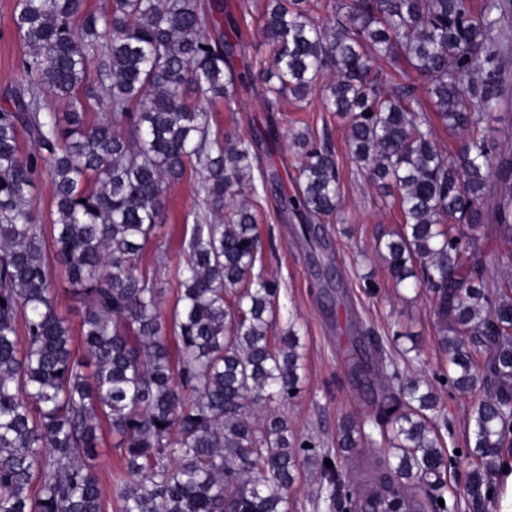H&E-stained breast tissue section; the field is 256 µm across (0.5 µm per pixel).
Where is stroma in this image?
Returning <instances> with one entry per match:
<instances>
[{
	"mask_svg": "<svg viewBox=\"0 0 512 512\" xmlns=\"http://www.w3.org/2000/svg\"><path fill=\"white\" fill-rule=\"evenodd\" d=\"M265 0H224V13L234 19L225 25L228 35L243 31L247 60L255 66L270 63L272 45L261 33ZM15 0H0V106L6 105L8 88L16 77V65L24 48L14 27ZM263 84L211 108V132L235 141L265 132L277 122L275 146L264 155L263 164L278 170L283 183L294 187L301 163L291 145L292 131L309 128L335 151L344 186L337 220L324 225L323 241L304 239L294 215H278V196L262 193L264 243L263 273L279 284V326L296 320L304 355L300 392L288 403H260L255 416L270 412L284 416L293 434L312 438L324 447L336 446L343 421L369 419L374 404L388 391L387 383L373 378L359 381L358 366L374 368V356L356 354L352 339L370 337L384 347L394 360H401L409 348L419 356L404 367L412 375H432L442 369L446 353L438 345L439 321L428 293H414L397 287L388 276L378 245L398 229L403 216L397 204V190L385 187L358 172L348 155V123L326 112L319 99L306 108L285 103L281 111H262L259 102ZM199 176L187 173L172 186L165 201L164 218L146 246V254L164 249L172 264L184 257L193 216L200 204ZM474 237L490 277L512 280V267L493 262L495 254L512 251V240L496 224L475 229ZM473 396L443 392L441 406L448 417L444 435L446 449L465 447L469 439V415Z\"/></svg>",
	"mask_w": 512,
	"mask_h": 512,
	"instance_id": "35a3bbf8",
	"label": "stroma"
}]
</instances>
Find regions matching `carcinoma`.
Here are the masks:
<instances>
[{
	"label": "carcinoma",
	"mask_w": 512,
	"mask_h": 512,
	"mask_svg": "<svg viewBox=\"0 0 512 512\" xmlns=\"http://www.w3.org/2000/svg\"><path fill=\"white\" fill-rule=\"evenodd\" d=\"M511 9L512 0H482L477 10L472 0H350L319 21L312 0H268L262 15L274 49L261 73L264 110L317 94L348 119L357 168L398 191L403 224L384 243L387 271L397 286L428 290L448 352V370L429 380L376 347L392 384L370 418L378 432L349 422L338 445L352 454L381 443L393 462L379 480L354 483L321 444L289 434L283 416L259 423L249 410L295 398L302 354L296 324L277 329V282L256 270L257 210L223 216L228 197L255 196L257 183L277 178L259 166L257 139L226 144L211 134L209 105L248 90L253 77L234 68L247 44L224 35L223 4L104 0L90 12L85 0H15L28 51L0 107V512H107L97 451L107 432L123 463L111 485L115 512H289L305 465L336 512L388 493L410 512H454L438 503L461 460L445 451L436 384L483 388L463 495L490 508L491 475L512 445V281L486 279L461 226L491 219L512 238V152L490 127ZM381 62L413 73L425 95L387 85ZM328 71L334 80L320 83ZM101 100L108 112L88 122ZM432 112L467 132L456 152L439 149ZM291 142L302 162L282 205L303 222L328 223L343 194L336 156L307 129ZM189 170L200 174L201 208L165 318L156 271L169 257L158 249L144 265L143 252L165 192ZM42 180L53 192L49 225L32 204ZM53 264L80 311V357L76 329L54 302Z\"/></svg>",
	"instance_id": "obj_1"
}]
</instances>
